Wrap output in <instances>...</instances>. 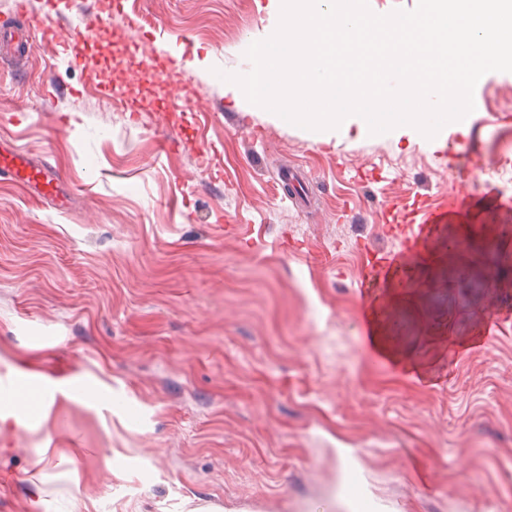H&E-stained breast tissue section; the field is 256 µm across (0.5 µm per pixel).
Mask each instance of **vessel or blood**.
Here are the masks:
<instances>
[{
	"mask_svg": "<svg viewBox=\"0 0 512 512\" xmlns=\"http://www.w3.org/2000/svg\"><path fill=\"white\" fill-rule=\"evenodd\" d=\"M59 0H41L42 20L36 29L42 41H79L84 32L80 26L66 28L55 23L60 11ZM0 172L24 182L36 194L58 182V175L44 165L30 164L28 159L13 151L0 153ZM464 205L462 196L448 198L440 206L420 210L412 224L401 233L399 249L389 254L374 255L365 267L359 292L366 303H373L392 288H421L425 281L420 273L436 265L445 264L448 257L458 263L467 259L465 231L449 233L448 226ZM484 255L487 261H497L503 245L512 242V224H487L483 227Z\"/></svg>",
	"mask_w": 512,
	"mask_h": 512,
	"instance_id": "b4317fda",
	"label": "vessel or blood"
}]
</instances>
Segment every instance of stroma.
<instances>
[{"instance_id":"1","label":"stroma","mask_w":512,"mask_h":512,"mask_svg":"<svg viewBox=\"0 0 512 512\" xmlns=\"http://www.w3.org/2000/svg\"><path fill=\"white\" fill-rule=\"evenodd\" d=\"M38 7L0 0V147L66 210L0 180V390L54 401L0 420V512H512V249L487 265L481 232L512 222V72L432 140L330 136L221 80L275 29L256 0H63L77 62L2 41ZM456 194L468 269L384 298L372 346L360 247ZM0 172L24 182L37 195L51 197L45 188L59 182V176L45 165H32L28 159L13 151L2 149L0 153ZM44 188V189H43Z\"/></svg>"}]
</instances>
